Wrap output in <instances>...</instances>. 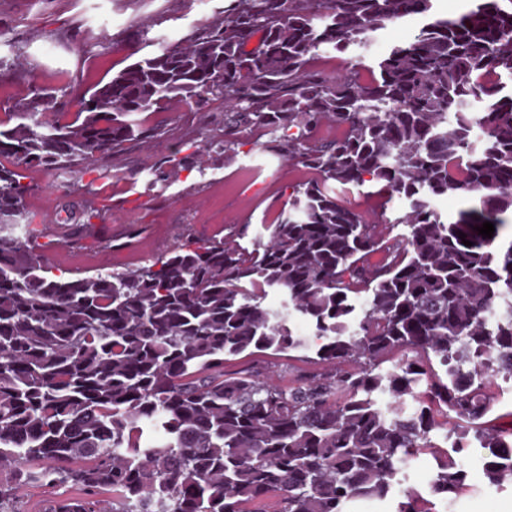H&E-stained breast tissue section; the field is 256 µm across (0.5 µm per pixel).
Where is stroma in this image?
I'll list each match as a JSON object with an SVG mask.
<instances>
[{
  "label": "stroma",
  "instance_id": "35a3bbf8",
  "mask_svg": "<svg viewBox=\"0 0 512 512\" xmlns=\"http://www.w3.org/2000/svg\"><path fill=\"white\" fill-rule=\"evenodd\" d=\"M229 0H0V58L20 59L25 68L0 80V103L27 97L32 84H65L83 91L142 56L146 38L182 39L207 23ZM166 132L149 148L131 147L112 157L109 178L87 173L60 181L31 168L27 180L36 191L28 211L48 233L38 250L76 278L98 272L135 270L166 255L180 240L219 239L231 230L272 223L291 186L306 173L263 150L245 135L231 158L214 159L205 173L177 168L166 181L148 187L147 169L173 157L182 143L200 141L205 129L224 125L217 108L198 121L176 108L163 113ZM88 214L91 226L73 243L55 232L61 210ZM261 367L277 381L293 385L299 376L319 371L314 350L240 355L225 370ZM482 449H470L466 491L454 503L436 501L437 512H512V485H488L481 469Z\"/></svg>",
  "mask_w": 512,
  "mask_h": 512
}]
</instances>
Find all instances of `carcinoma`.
Listing matches in <instances>:
<instances>
[{"label":"carcinoma","instance_id":"cac0c4a2","mask_svg":"<svg viewBox=\"0 0 512 512\" xmlns=\"http://www.w3.org/2000/svg\"><path fill=\"white\" fill-rule=\"evenodd\" d=\"M469 2L448 18L433 0H232L104 83L35 84L4 108L0 512H22L32 483L79 488L45 512H266L252 508L266 500L273 512H348L396 494V512H429L419 492L395 487L444 424L454 440L436 457L434 493L462 494L461 455L475 442L487 481L512 484V428L486 421L487 383L512 381V238L501 236L512 215V0ZM414 16L417 33L372 66L315 65ZM216 103L221 133L176 165L201 172L243 134L265 138V151L314 174L276 222L250 239L245 225L187 240L133 271L53 273L23 170L64 178L82 165L105 177L114 153L164 134L151 117L178 104L203 119ZM325 125L341 136L322 138ZM367 186L403 214L343 204ZM449 195L473 203L448 219L434 201ZM485 221L490 238L476 231ZM62 226L76 241L87 224L69 214ZM274 289L276 309L265 305ZM301 320L321 340L323 371L288 387L224 370L245 352L308 347ZM404 350L424 358L382 368ZM382 395L398 406L381 407Z\"/></svg>","mask_w":512,"mask_h":512}]
</instances>
